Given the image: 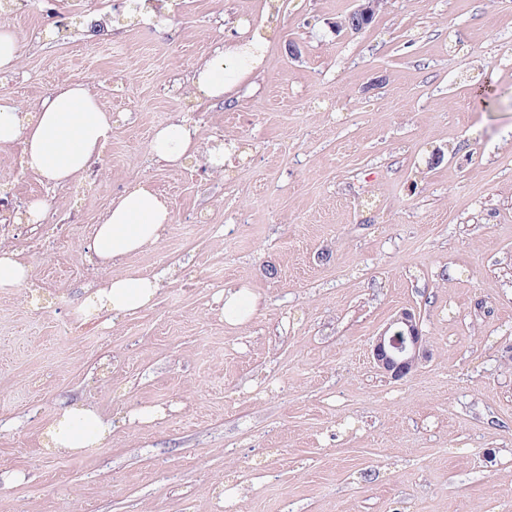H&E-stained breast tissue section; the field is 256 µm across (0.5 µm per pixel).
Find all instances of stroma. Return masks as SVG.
Segmentation results:
<instances>
[{
	"instance_id": "35a3bbf8",
	"label": "stroma",
	"mask_w": 512,
	"mask_h": 512,
	"mask_svg": "<svg viewBox=\"0 0 512 512\" xmlns=\"http://www.w3.org/2000/svg\"><path fill=\"white\" fill-rule=\"evenodd\" d=\"M127 5L0 0L21 53L0 94L25 110L82 82L112 114L110 162L50 192L73 221L35 255L42 184L0 148L30 266L0 289V512H512V0H387L358 34L334 29L353 0H179L162 32ZM92 14L109 34L88 38ZM257 26L255 87L195 95L212 46ZM183 117L239 145L233 169L152 157ZM141 180L173 221L99 269L78 248ZM169 268L138 316L85 317L103 279ZM240 284L260 308L231 328L213 297ZM403 310L425 346L395 380L370 347ZM69 404L111 418L103 446L46 450ZM143 405L169 412L127 423Z\"/></svg>"
}]
</instances>
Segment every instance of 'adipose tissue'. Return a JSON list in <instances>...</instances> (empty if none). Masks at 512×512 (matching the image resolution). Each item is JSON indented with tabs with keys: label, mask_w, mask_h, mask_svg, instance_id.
I'll use <instances>...</instances> for the list:
<instances>
[{
	"label": "adipose tissue",
	"mask_w": 512,
	"mask_h": 512,
	"mask_svg": "<svg viewBox=\"0 0 512 512\" xmlns=\"http://www.w3.org/2000/svg\"><path fill=\"white\" fill-rule=\"evenodd\" d=\"M268 46L269 33L262 29L244 39L216 43L196 69L193 87L211 100H236L263 71ZM111 131V113L81 82L55 87L26 112L11 98L0 96V147L21 144L24 170L43 183L60 186L86 171ZM149 149L169 165L201 153L196 127L185 119L158 129ZM172 221L162 197L140 182L113 198L85 249L102 265L117 263L156 245ZM165 277L162 271L113 277L91 293V307L116 320L136 315L154 304ZM216 302L221 319L232 327L247 322L258 310L257 297L243 285L221 289ZM111 433V422L95 409L66 405L45 432L46 446L55 453H79L98 447Z\"/></svg>",
	"instance_id": "obj_1"
}]
</instances>
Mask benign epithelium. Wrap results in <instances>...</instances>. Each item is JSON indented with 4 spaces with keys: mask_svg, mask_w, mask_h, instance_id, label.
<instances>
[{
    "mask_svg": "<svg viewBox=\"0 0 512 512\" xmlns=\"http://www.w3.org/2000/svg\"><path fill=\"white\" fill-rule=\"evenodd\" d=\"M384 0H356L355 8L335 22L338 31L358 33L382 8ZM423 352V336L415 316L403 311L375 337L371 353L378 369L394 379L410 374Z\"/></svg>",
    "mask_w": 512,
    "mask_h": 512,
    "instance_id": "obj_1",
    "label": "benign epithelium"
}]
</instances>
